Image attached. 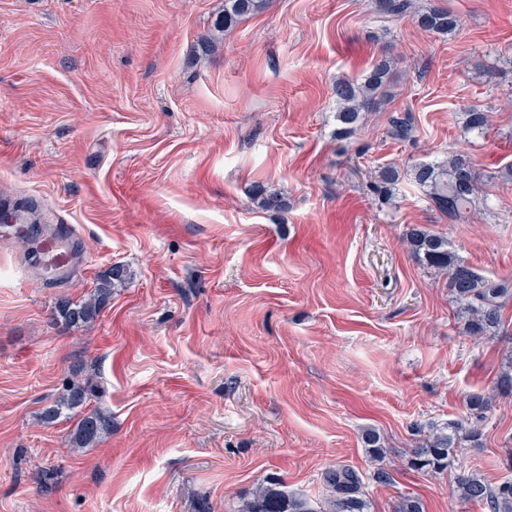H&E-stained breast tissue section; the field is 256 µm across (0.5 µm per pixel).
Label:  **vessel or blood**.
Listing matches in <instances>:
<instances>
[{
    "mask_svg": "<svg viewBox=\"0 0 512 512\" xmlns=\"http://www.w3.org/2000/svg\"><path fill=\"white\" fill-rule=\"evenodd\" d=\"M29 239L26 267L42 282L57 283L74 272L79 254L74 246L71 225L57 224Z\"/></svg>",
    "mask_w": 512,
    "mask_h": 512,
    "instance_id": "obj_1",
    "label": "vessel or blood"
}]
</instances>
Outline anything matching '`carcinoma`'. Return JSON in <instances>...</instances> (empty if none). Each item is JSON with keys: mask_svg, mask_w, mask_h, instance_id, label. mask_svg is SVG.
Returning a JSON list of instances; mask_svg holds the SVG:
<instances>
[{"mask_svg": "<svg viewBox=\"0 0 512 512\" xmlns=\"http://www.w3.org/2000/svg\"><path fill=\"white\" fill-rule=\"evenodd\" d=\"M265 3L266 0H224V15L217 24L229 28L238 20L261 10ZM374 10L382 20L411 15L422 29L443 36L455 33L459 26L458 17L450 10L432 6L418 11L415 0H374ZM392 63L393 58L385 54L362 80H336L333 93L340 104L336 120L343 135L354 133L361 114L377 104L378 91L385 84ZM464 126L467 132L480 137L488 129L489 114L469 107L464 111ZM387 135L399 142L413 140L412 117L406 115L391 119ZM410 177L425 191L433 206L455 223H468L477 209L479 176L471 157L463 151H450L439 161L417 163L412 166ZM400 179L398 167L384 166L378 170L377 179L371 185L372 191L377 195H388ZM252 191L262 209L274 210L284 206L283 198L268 192L261 184L253 186ZM403 242L408 253L422 265L447 276L448 288L464 319L466 334L475 338L491 336L502 329V311L507 301L512 299L511 284L477 273L452 250L448 238L420 224L407 226ZM125 277L124 268L112 267L109 274L80 301L67 297L59 299L55 307L57 317L74 326L93 321L111 298L112 287ZM78 374L79 370H72L69 385L43 410L41 417L48 423L62 416L79 417L74 432L75 446L79 449L108 434L111 416L99 410L83 412L89 400V389L78 379ZM490 404L489 396L481 393L469 395L468 412L463 418L432 428L421 445L412 449V466L428 474L448 469L461 442L480 441ZM325 483L327 497L319 510L306 497L285 490L279 483H269L253 491L242 502L238 512H370V501L354 470L346 467L331 470L325 475ZM456 488L461 499L485 504L490 512H512L511 479L492 485L477 473L463 472L457 476Z\"/></svg>", "mask_w": 512, "mask_h": 512, "instance_id": "1", "label": "carcinoma"}]
</instances>
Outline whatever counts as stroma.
<instances>
[{"label": "stroma", "instance_id": "35a3bbf8", "mask_svg": "<svg viewBox=\"0 0 512 512\" xmlns=\"http://www.w3.org/2000/svg\"><path fill=\"white\" fill-rule=\"evenodd\" d=\"M455 35L373 0H268L213 28L224 0H0V203L71 224L81 273L45 285L0 241V512H237L272 480L320 502L328 470L359 476L371 512L404 496L424 512H487L455 494L463 471L512 479V360L505 330L471 337L445 279L401 239L446 236L481 275L512 283V182L453 224L401 169L467 152L481 174L512 164V0H416ZM395 59L383 99L336 135L337 79ZM492 115L465 133V108ZM409 112L415 139L387 135ZM261 183L280 210L258 207ZM130 277L95 321L56 319L112 266ZM112 417L73 449L75 423L43 422L73 366ZM492 398L479 443L432 476L411 451L433 425ZM375 429L377 464L362 434ZM389 478L377 482V467ZM374 10L383 21L412 15L422 29L443 36L455 33L459 26L458 17L450 10L432 6L416 11L415 0H374ZM376 181L371 185L373 193L389 195L401 179V171L397 166L387 165L378 170Z\"/></svg>", "mask_w": 512, "mask_h": 512}]
</instances>
